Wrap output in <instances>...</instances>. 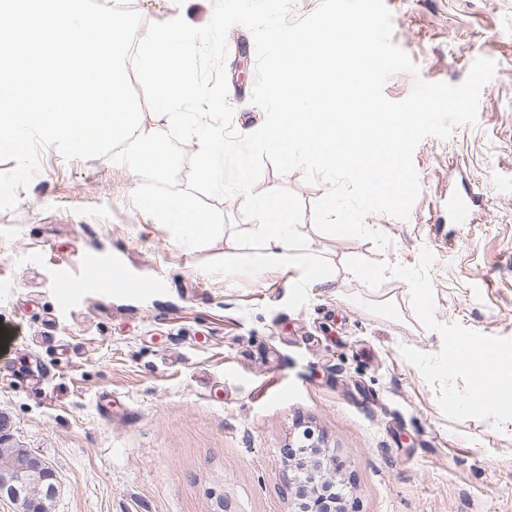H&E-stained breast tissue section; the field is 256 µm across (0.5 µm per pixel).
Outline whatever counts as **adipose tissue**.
<instances>
[{
    "label": "adipose tissue",
    "mask_w": 512,
    "mask_h": 512,
    "mask_svg": "<svg viewBox=\"0 0 512 512\" xmlns=\"http://www.w3.org/2000/svg\"><path fill=\"white\" fill-rule=\"evenodd\" d=\"M257 207L263 218L255 230L260 249L258 264L297 270L299 281L304 285L328 286L334 283V275L319 261L314 250L296 245L293 227L285 220V207L277 193H269L258 201Z\"/></svg>",
    "instance_id": "obj_1"
}]
</instances>
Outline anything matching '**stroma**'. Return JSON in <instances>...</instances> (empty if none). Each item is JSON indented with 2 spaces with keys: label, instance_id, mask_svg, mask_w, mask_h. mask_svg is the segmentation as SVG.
I'll return each mask as SVG.
<instances>
[{
  "label": "stroma",
  "instance_id": "stroma-1",
  "mask_svg": "<svg viewBox=\"0 0 512 512\" xmlns=\"http://www.w3.org/2000/svg\"><path fill=\"white\" fill-rule=\"evenodd\" d=\"M385 2L393 43L419 68L387 80L389 99L419 78L461 83L480 57L497 70L476 123L416 147L409 218L367 217L386 248L319 232L325 185L265 164L255 192L299 197L298 229L335 266L334 287L299 286L282 266L225 273V251L249 254L254 237L242 196L210 198L224 235L185 249L135 205L140 176L106 157L43 150L16 209L0 211V413L12 444L55 470L51 512H287L296 470L283 450L307 429L340 465L351 512H512V423L447 419L401 354L437 352L440 338L407 283L371 290L345 267L413 266L430 249L436 319L512 338V0ZM227 46L232 125L253 131L265 119L254 40L237 25ZM89 255L150 289L86 283Z\"/></svg>",
  "mask_w": 512,
  "mask_h": 512
}]
</instances>
